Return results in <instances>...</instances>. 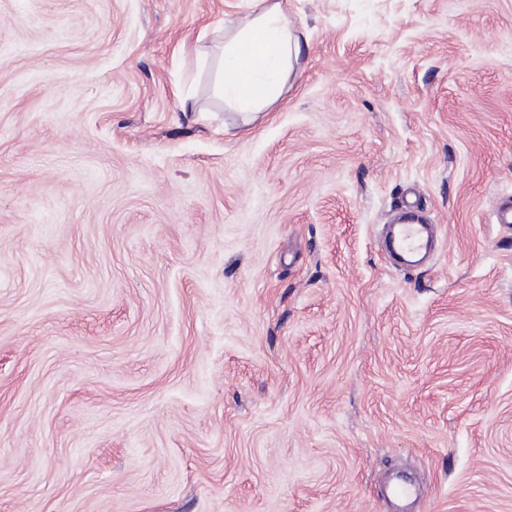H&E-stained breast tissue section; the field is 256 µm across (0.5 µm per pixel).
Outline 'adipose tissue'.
<instances>
[{"instance_id": "ef3b65f1", "label": "adipose tissue", "mask_w": 512, "mask_h": 512, "mask_svg": "<svg viewBox=\"0 0 512 512\" xmlns=\"http://www.w3.org/2000/svg\"><path fill=\"white\" fill-rule=\"evenodd\" d=\"M217 92L225 105L262 112L274 105L299 57V38L288 26L282 0H251V17L215 46Z\"/></svg>"}]
</instances>
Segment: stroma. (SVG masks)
I'll use <instances>...</instances> for the list:
<instances>
[{
	"mask_svg": "<svg viewBox=\"0 0 512 512\" xmlns=\"http://www.w3.org/2000/svg\"><path fill=\"white\" fill-rule=\"evenodd\" d=\"M249 5L0 0V512H512V0ZM212 52L218 55L217 92L225 105L257 113L279 100L300 45L282 0H251L250 19L224 32V43ZM433 236V224H396L391 232V247L402 257H413L429 249Z\"/></svg>",
	"mask_w": 512,
	"mask_h": 512,
	"instance_id": "stroma-1",
	"label": "stroma"
}]
</instances>
